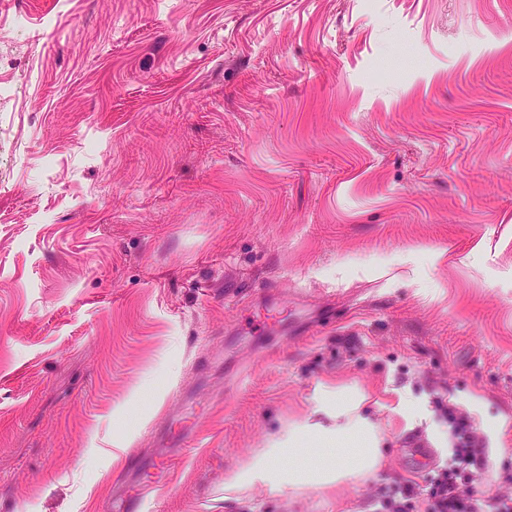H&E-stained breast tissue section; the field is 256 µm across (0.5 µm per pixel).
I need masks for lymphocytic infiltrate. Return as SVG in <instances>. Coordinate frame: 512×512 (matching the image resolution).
<instances>
[{
    "instance_id": "1",
    "label": "lymphocytic infiltrate",
    "mask_w": 512,
    "mask_h": 512,
    "mask_svg": "<svg viewBox=\"0 0 512 512\" xmlns=\"http://www.w3.org/2000/svg\"><path fill=\"white\" fill-rule=\"evenodd\" d=\"M445 417L453 453L427 474L424 495H417L408 480L381 484L368 502L372 512H512L511 492L484 500L474 486L487 468L483 437L455 408H448Z\"/></svg>"
}]
</instances>
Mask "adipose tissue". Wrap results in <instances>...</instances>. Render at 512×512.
Here are the masks:
<instances>
[{
	"label": "adipose tissue",
	"mask_w": 512,
	"mask_h": 512,
	"mask_svg": "<svg viewBox=\"0 0 512 512\" xmlns=\"http://www.w3.org/2000/svg\"><path fill=\"white\" fill-rule=\"evenodd\" d=\"M362 401L358 389L337 390L335 432L308 425L289 428L275 447L225 480V491L255 484L281 492L310 485L347 484L375 472L381 460L379 437L373 424L359 412ZM336 439L343 441V448L332 449ZM304 455L312 456V463H301Z\"/></svg>",
	"instance_id": "obj_1"
}]
</instances>
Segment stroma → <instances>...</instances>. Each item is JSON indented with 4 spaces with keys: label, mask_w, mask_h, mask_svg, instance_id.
<instances>
[{
    "label": "stroma",
    "mask_w": 512,
    "mask_h": 512,
    "mask_svg": "<svg viewBox=\"0 0 512 512\" xmlns=\"http://www.w3.org/2000/svg\"><path fill=\"white\" fill-rule=\"evenodd\" d=\"M358 387L357 484L226 492ZM414 404L412 417L398 410ZM512 467V0H0V512H363ZM166 458L167 482L146 463ZM445 418L448 420L453 453L448 462L437 465L427 474L422 499L419 500L412 481L381 484L368 501L369 511L512 512L511 492H499L482 500L473 485L487 469L483 437L474 431L467 416L458 413L449 404ZM413 499H417V507Z\"/></svg>",
    "instance_id": "1"
}]
</instances>
